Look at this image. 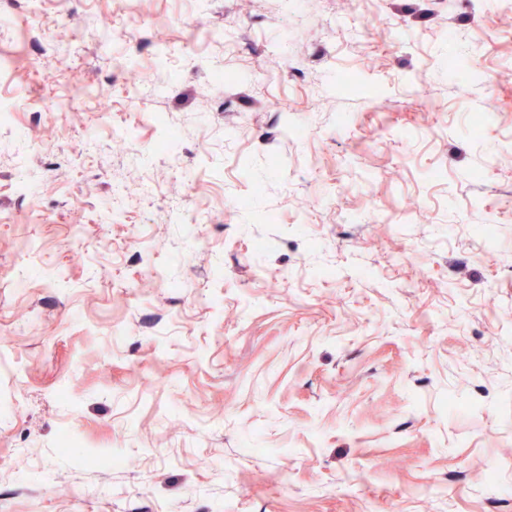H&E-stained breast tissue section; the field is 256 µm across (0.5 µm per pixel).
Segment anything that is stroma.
Segmentation results:
<instances>
[{
    "instance_id": "obj_1",
    "label": "stroma",
    "mask_w": 512,
    "mask_h": 512,
    "mask_svg": "<svg viewBox=\"0 0 512 512\" xmlns=\"http://www.w3.org/2000/svg\"><path fill=\"white\" fill-rule=\"evenodd\" d=\"M1 112L0 512H512L503 0H0Z\"/></svg>"
}]
</instances>
